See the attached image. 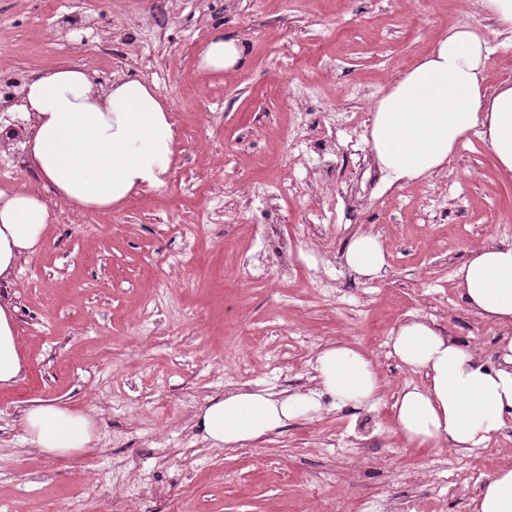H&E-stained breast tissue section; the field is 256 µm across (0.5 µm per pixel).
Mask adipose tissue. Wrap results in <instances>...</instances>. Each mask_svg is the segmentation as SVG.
Listing matches in <instances>:
<instances>
[{"instance_id": "adipose-tissue-1", "label": "adipose tissue", "mask_w": 512, "mask_h": 512, "mask_svg": "<svg viewBox=\"0 0 512 512\" xmlns=\"http://www.w3.org/2000/svg\"><path fill=\"white\" fill-rule=\"evenodd\" d=\"M490 49L473 29L449 30L434 50L373 106L370 144L389 187L442 169L457 145L481 128L501 170L512 173V81L491 86ZM239 39L215 31L199 54L200 71L223 74L243 66ZM22 148L37 188L0 190V283L13 282L42 243L52 205L108 213L132 197L165 186L174 159L170 107L153 81L130 73L109 86L81 67L63 64L35 74L22 88ZM348 269L378 278L388 266L378 235L357 232L344 249ZM460 295L476 315L512 325V243L472 250L455 272ZM15 306L0 293V386L17 382L23 366ZM497 366L486 367L434 321L413 316L391 338V353L425 382L406 386L392 405L393 429L420 451L448 447L466 453L512 424V337ZM320 391H230L211 398L196 417L204 440L234 448L316 413L321 396L372 405L380 381L373 362L346 343L316 356ZM37 452L71 456L91 441V423L52 400L22 411ZM472 512H512V466L501 468L472 501Z\"/></svg>"}]
</instances>
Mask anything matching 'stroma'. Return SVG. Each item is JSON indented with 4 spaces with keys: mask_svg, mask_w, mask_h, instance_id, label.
Segmentation results:
<instances>
[{
    "mask_svg": "<svg viewBox=\"0 0 512 512\" xmlns=\"http://www.w3.org/2000/svg\"><path fill=\"white\" fill-rule=\"evenodd\" d=\"M462 25L493 48L489 82L512 79V34L476 0H0V105L61 63L104 84L135 69L169 102L176 134L165 187L94 222L55 205L11 288L24 369L0 388V512H52L93 484L123 512H318L340 491L349 512H470L479 484L462 474L445 494L428 453L393 430L397 393L424 377L390 342L418 314L497 357L501 327L465 307L455 272L471 249L502 241L495 223L512 225V176L474 132L436 174L383 190L369 143L374 103ZM218 28L248 54L212 76L198 61ZM268 178L288 187L275 204L297 275L254 286L239 260L267 220L251 185ZM319 214L334 220L301 236ZM360 230L380 236L382 277L355 278L343 260ZM360 300L357 325L346 306ZM337 340L373 360L376 405L326 396L319 413L243 447L198 436L195 416L213 396L285 392L293 377L317 389L315 357ZM239 361L246 377L233 372ZM37 400L86 416L88 450L30 452L20 413ZM364 435L372 448L349 459L323 443ZM461 461L488 480L512 463V428Z\"/></svg>",
    "mask_w": 512,
    "mask_h": 512,
    "instance_id": "1",
    "label": "stroma"
}]
</instances>
